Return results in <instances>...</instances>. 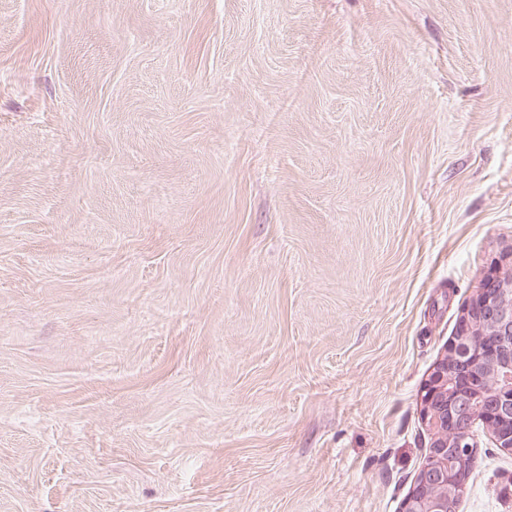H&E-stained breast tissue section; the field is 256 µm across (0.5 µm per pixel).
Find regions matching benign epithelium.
<instances>
[{
	"instance_id": "1",
	"label": "benign epithelium",
	"mask_w": 512,
	"mask_h": 512,
	"mask_svg": "<svg viewBox=\"0 0 512 512\" xmlns=\"http://www.w3.org/2000/svg\"><path fill=\"white\" fill-rule=\"evenodd\" d=\"M512 277H504L497 267L484 279L479 294L463 310L460 337L454 339L453 358L467 366L464 386L448 393V361L440 360L421 390L423 421L437 440L433 465L422 467L403 503V512H452L455 500L453 469L448 463V435L456 436V460L465 461L471 448L465 442L471 430V404L483 394L487 407L485 419L512 420ZM486 325L493 333L496 370L504 374V384L485 391V375L479 363L483 357L473 342L472 324Z\"/></svg>"
}]
</instances>
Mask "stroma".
I'll list each match as a JSON object with an SVG mask.
<instances>
[{
	"label": "stroma",
	"mask_w": 512,
	"mask_h": 512,
	"mask_svg": "<svg viewBox=\"0 0 512 512\" xmlns=\"http://www.w3.org/2000/svg\"><path fill=\"white\" fill-rule=\"evenodd\" d=\"M510 246L512 0H0V512H402Z\"/></svg>",
	"instance_id": "obj_1"
}]
</instances>
